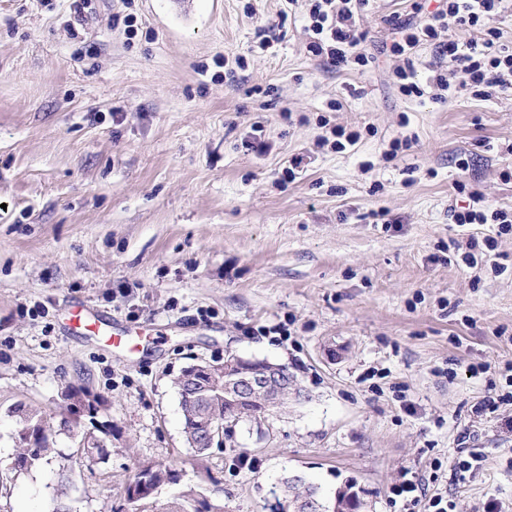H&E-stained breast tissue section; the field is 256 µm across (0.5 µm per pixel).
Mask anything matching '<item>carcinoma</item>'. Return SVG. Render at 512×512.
I'll return each instance as SVG.
<instances>
[{
    "instance_id": "cac0c4a2",
    "label": "carcinoma",
    "mask_w": 512,
    "mask_h": 512,
    "mask_svg": "<svg viewBox=\"0 0 512 512\" xmlns=\"http://www.w3.org/2000/svg\"><path fill=\"white\" fill-rule=\"evenodd\" d=\"M179 396V405L184 417L185 441L193 448L196 456L203 457L210 451L207 443L209 427L224 423L238 410L224 400V369L206 365H194L180 371L173 380ZM16 418L19 431L16 434L15 456L23 461L21 467L14 469L19 476L52 462V448L48 431L49 421L39 411L19 404L8 410ZM60 428L79 438L80 458L87 464L97 463L104 451L103 440L95 431L80 430L79 417L66 415L60 421ZM31 429L42 434L32 441L23 432ZM141 480L146 481L147 490L125 499L129 512H201L198 505H207L208 512H223V508L207 502L203 493L193 486H184L179 491L162 498L165 489L180 482V474L163 463H146L139 466L137 472L125 483L123 490ZM319 496L316 486L304 476L294 474L282 481V498L297 503L303 499ZM333 512H369V504L355 490V482L350 481L336 491Z\"/></svg>"
}]
</instances>
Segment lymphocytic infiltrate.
<instances>
[{"instance_id": "f902f5d3", "label": "lymphocytic infiltrate", "mask_w": 512, "mask_h": 512, "mask_svg": "<svg viewBox=\"0 0 512 512\" xmlns=\"http://www.w3.org/2000/svg\"><path fill=\"white\" fill-rule=\"evenodd\" d=\"M370 0H304L307 50L324 63L367 68L377 56L394 63V84L402 96L444 102L460 93L488 98L512 92V47L501 44L497 17L505 0H436L435 9L417 5L415 16L393 22L390 40L379 55L365 50L368 33L361 19ZM477 31L463 41L456 28ZM432 45L435 60L426 80H419L414 59L420 45Z\"/></svg>"}]
</instances>
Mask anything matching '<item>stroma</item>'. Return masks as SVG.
Wrapping results in <instances>:
<instances>
[{
  "instance_id": "stroma-1",
  "label": "stroma",
  "mask_w": 512,
  "mask_h": 512,
  "mask_svg": "<svg viewBox=\"0 0 512 512\" xmlns=\"http://www.w3.org/2000/svg\"><path fill=\"white\" fill-rule=\"evenodd\" d=\"M414 3L373 0L368 51ZM307 43L301 0H0V471L8 408L53 415L76 391L110 456L55 436L73 512H118L148 461L224 512H273L292 474L328 502L355 481L371 512H512V231L449 213L473 190L512 206V96L407 98L392 62L335 68ZM322 118L360 141L319 147ZM472 237L490 247L470 266L450 246ZM85 305L109 327L69 330ZM230 353L287 365L305 396L200 460L172 380ZM56 471L1 481L0 512H49ZM407 471L415 504L391 492Z\"/></svg>"
}]
</instances>
